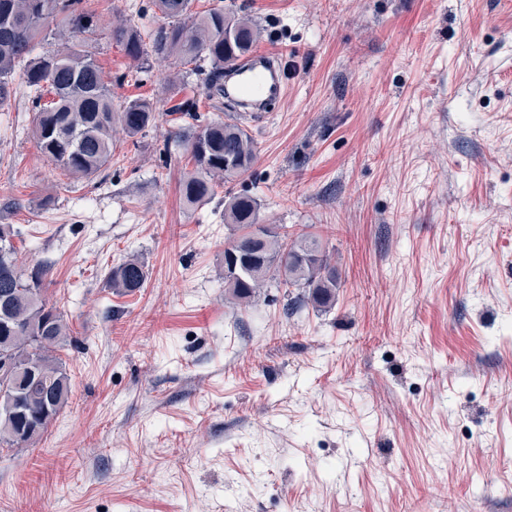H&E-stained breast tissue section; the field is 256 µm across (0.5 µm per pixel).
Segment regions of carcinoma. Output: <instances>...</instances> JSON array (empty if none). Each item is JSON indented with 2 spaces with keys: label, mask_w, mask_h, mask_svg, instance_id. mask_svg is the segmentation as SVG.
Instances as JSON below:
<instances>
[{
  "label": "carcinoma",
  "mask_w": 512,
  "mask_h": 512,
  "mask_svg": "<svg viewBox=\"0 0 512 512\" xmlns=\"http://www.w3.org/2000/svg\"><path fill=\"white\" fill-rule=\"evenodd\" d=\"M84 0H0V106L7 104L18 80L36 96L30 134L42 155L74 180L99 173L112 161V129L120 127L136 139L156 119V105L146 98L128 101L121 109L112 103V90L89 51V36L97 22L85 9ZM192 0H152L154 13L163 23L145 32L133 23L112 27V39L147 71L150 57L176 58L201 77L207 98H224V66L253 51L261 37L256 21L246 13L215 7L203 13L191 9ZM61 20L67 38L60 47L33 54L36 40L50 35V24ZM209 66H202L203 62ZM53 94L40 104L42 92ZM195 100L185 99L170 108L182 124L173 133L174 142L193 163L184 174L181 196L189 207L210 201L221 184L244 175L256 159V146L238 124L214 119L202 122ZM260 223L259 204L246 194L224 204V224L234 237L224 252L236 250ZM10 225H0V303L8 307L0 315V350L16 366L35 374L36 382L18 379L12 392L22 399L25 414L19 416L9 400L0 398V447L27 448L47 430L71 393V378L57 356L66 342L63 315L42 296L47 269L38 264L19 268L11 241ZM258 257L268 263L264 274L254 273L251 257L239 255L236 267L224 263V294L233 305L247 307L274 283L299 288L294 302L330 305L339 275L321 239L302 228L282 225L264 232ZM144 262L129 256L112 268L108 287L133 294L144 286Z\"/></svg>",
  "instance_id": "1"
}]
</instances>
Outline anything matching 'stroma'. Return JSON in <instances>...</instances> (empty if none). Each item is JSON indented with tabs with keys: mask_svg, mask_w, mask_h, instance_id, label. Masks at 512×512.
Here are the masks:
<instances>
[{
	"mask_svg": "<svg viewBox=\"0 0 512 512\" xmlns=\"http://www.w3.org/2000/svg\"><path fill=\"white\" fill-rule=\"evenodd\" d=\"M115 107L156 101L138 139L75 182L0 107V224L48 265L69 401L32 446L0 448V512H512V0H194L249 13L288 92L236 115L244 177L187 208L192 165L165 83L111 38L151 0H86ZM320 234L328 308L266 288L224 298L225 197ZM139 291L106 288L128 255Z\"/></svg>",
	"mask_w": 512,
	"mask_h": 512,
	"instance_id": "35a3bbf8",
	"label": "stroma"
}]
</instances>
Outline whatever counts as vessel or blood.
Returning <instances> with one entry per match:
<instances>
[{
	"instance_id": "vessel-or-blood-1",
	"label": "vessel or blood",
	"mask_w": 512,
	"mask_h": 512,
	"mask_svg": "<svg viewBox=\"0 0 512 512\" xmlns=\"http://www.w3.org/2000/svg\"><path fill=\"white\" fill-rule=\"evenodd\" d=\"M286 60L281 54L257 51L224 69V98L238 112H260L286 94Z\"/></svg>"
}]
</instances>
